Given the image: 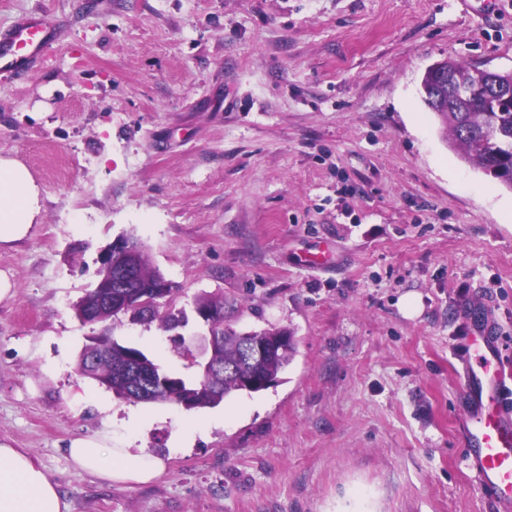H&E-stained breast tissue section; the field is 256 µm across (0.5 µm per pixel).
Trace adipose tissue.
Instances as JSON below:
<instances>
[{"mask_svg":"<svg viewBox=\"0 0 512 512\" xmlns=\"http://www.w3.org/2000/svg\"><path fill=\"white\" fill-rule=\"evenodd\" d=\"M40 212V191L18 161L0 157V244L27 237ZM73 467L105 481H145L156 475L155 460L107 448L99 438L80 437L68 449ZM0 512H69L58 485L28 452L0 443Z\"/></svg>","mask_w":512,"mask_h":512,"instance_id":"ef3b65f1","label":"adipose tissue"}]
</instances>
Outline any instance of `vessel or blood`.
<instances>
[{"mask_svg": "<svg viewBox=\"0 0 512 512\" xmlns=\"http://www.w3.org/2000/svg\"><path fill=\"white\" fill-rule=\"evenodd\" d=\"M50 40V27L39 17L19 19L0 33V68L28 71ZM470 359L463 368L462 396L468 416L462 430L478 487L491 502L512 506V387L504 366L512 347L498 337L478 334L468 340Z\"/></svg>", "mask_w": 512, "mask_h": 512, "instance_id": "b4317fda", "label": "vessel or blood"}]
</instances>
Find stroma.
Listing matches in <instances>:
<instances>
[{"label":"stroma","instance_id":"obj_1","mask_svg":"<svg viewBox=\"0 0 512 512\" xmlns=\"http://www.w3.org/2000/svg\"><path fill=\"white\" fill-rule=\"evenodd\" d=\"M29 15L55 37L28 76L0 71V155L41 205L0 247V442L70 512H498L459 372L483 328L512 346V190L459 158L420 81L512 70V0H0V32ZM120 236L178 305L292 330L279 382L187 411L81 374L105 334L200 378L158 323L76 317ZM321 245L331 264L304 263ZM87 436L164 472H79Z\"/></svg>","mask_w":512,"mask_h":512}]
</instances>
